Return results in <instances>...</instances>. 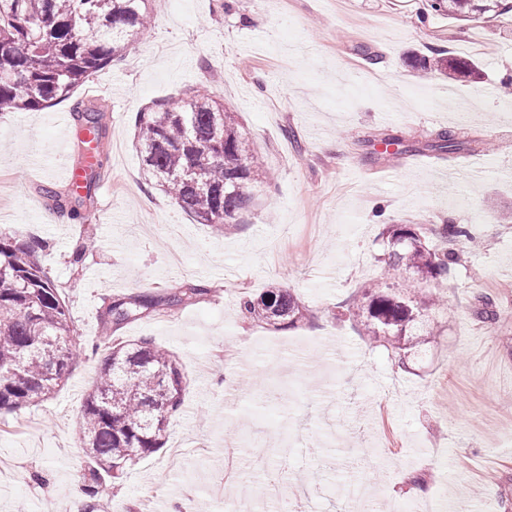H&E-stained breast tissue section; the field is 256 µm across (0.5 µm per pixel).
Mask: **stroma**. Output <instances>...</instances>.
Listing matches in <instances>:
<instances>
[{"instance_id": "obj_1", "label": "stroma", "mask_w": 512, "mask_h": 512, "mask_svg": "<svg viewBox=\"0 0 512 512\" xmlns=\"http://www.w3.org/2000/svg\"><path fill=\"white\" fill-rule=\"evenodd\" d=\"M152 0L151 23L123 60L69 99L0 112V233L46 241L41 263L75 326L79 358L50 400L0 411V512H210L263 495V475L308 512H343L346 479L389 512L454 497L463 512H512V21L421 20L426 0ZM473 56L480 82L423 79L429 48ZM209 94L234 112L275 173L253 207L216 230L148 184L136 115ZM102 105L107 177L87 223L44 198L69 193L77 104ZM293 129L296 140L285 137ZM451 129L493 154L392 155L382 137L427 142ZM55 212L59 223L46 224ZM465 224L462 260L443 294L451 313L427 354L399 355L360 336L334 307L385 275L386 224ZM95 247L81 263L86 234ZM207 292L102 333L103 297ZM277 283L298 298L290 329L246 319L242 294ZM498 317L476 315L481 296ZM152 339L182 365L183 402L165 448L84 494L78 416L113 339Z\"/></svg>"}]
</instances>
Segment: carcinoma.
<instances>
[{
  "instance_id": "1",
  "label": "carcinoma",
  "mask_w": 512,
  "mask_h": 512,
  "mask_svg": "<svg viewBox=\"0 0 512 512\" xmlns=\"http://www.w3.org/2000/svg\"><path fill=\"white\" fill-rule=\"evenodd\" d=\"M150 0H0V109L33 111L66 100L98 70L123 58L150 21ZM436 14L480 22L512 15V0H428ZM424 74L432 69L474 81L478 65L445 57L436 50L422 58ZM83 134L102 139L103 113L95 107L75 110ZM145 171L200 224L217 229L233 223L252 205L248 185L271 183L240 130L234 113L206 94L181 106L163 104L137 119ZM429 147L441 154H479L488 143L467 133L442 130ZM86 180L85 194L71 193L70 211L91 199L103 162ZM469 236L456 224H386L381 261L387 271L409 273L433 285L425 296L394 291L387 282L371 284L361 303L339 306L337 317L351 320L364 335L395 350L418 347L438 326L425 319L432 307L445 315L439 296L448 274L461 261L448 247ZM46 244L21 241L0 233V410L36 405L64 384L78 354L66 343L74 324L65 300L41 264ZM207 293L187 284L167 297L149 294L104 299L105 331L119 329L161 303L181 304ZM242 314L256 322L293 326L301 318L299 303L278 285L257 297L239 300ZM183 373L169 351L149 339L117 342L97 370L81 414L86 493L94 497L136 459L166 444L168 418L182 402Z\"/></svg>"
}]
</instances>
